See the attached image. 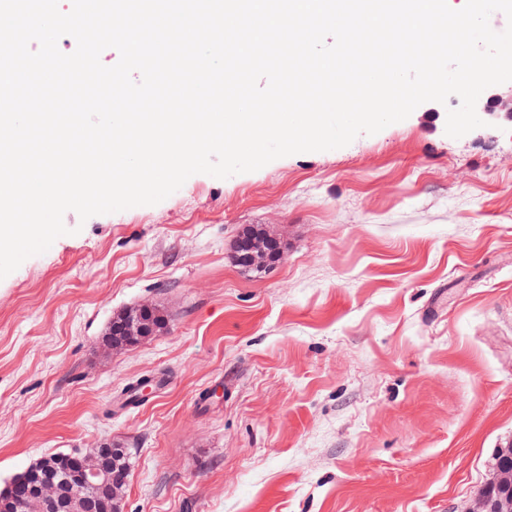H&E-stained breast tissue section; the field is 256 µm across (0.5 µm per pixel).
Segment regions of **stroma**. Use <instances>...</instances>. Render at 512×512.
Instances as JSON below:
<instances>
[{"label":"stroma","mask_w":512,"mask_h":512,"mask_svg":"<svg viewBox=\"0 0 512 512\" xmlns=\"http://www.w3.org/2000/svg\"><path fill=\"white\" fill-rule=\"evenodd\" d=\"M456 105L66 212L0 280V488L110 440L124 512H464L512 443V126L449 137ZM247 224L287 244L259 277ZM140 304L166 333L103 349ZM285 244L270 228L263 225L242 227L233 243L232 259L239 268L264 274L283 259Z\"/></svg>","instance_id":"35a3bbf8"}]
</instances>
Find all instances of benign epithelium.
<instances>
[{
  "mask_svg": "<svg viewBox=\"0 0 512 512\" xmlns=\"http://www.w3.org/2000/svg\"><path fill=\"white\" fill-rule=\"evenodd\" d=\"M483 109V121L488 123L481 128L485 134L504 121L512 123V100L504 103L492 96ZM284 254L285 244L273 230L263 225H246L234 240L232 259L239 268L261 275L275 268ZM157 315L155 308L146 304L121 312L102 338V346L123 350L160 334L154 324ZM106 446L108 443L103 442L69 457L65 481L78 498H66L54 481H41L31 487L41 512H70L75 507L80 512H99L103 507L122 512L126 481L113 477ZM466 512H512V468L500 470L487 492L472 501Z\"/></svg>",
  "mask_w": 512,
  "mask_h": 512,
  "instance_id": "obj_1",
  "label": "benign epithelium"
}]
</instances>
